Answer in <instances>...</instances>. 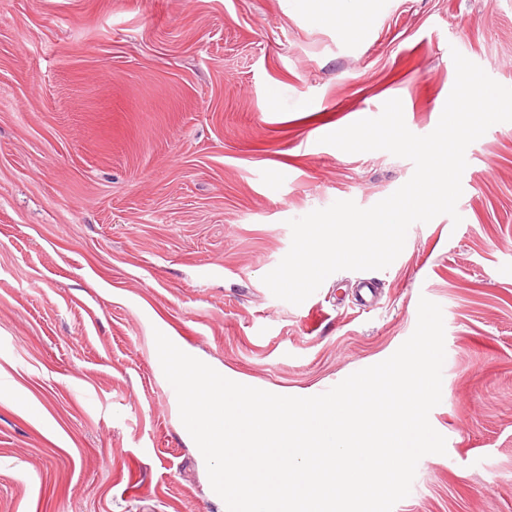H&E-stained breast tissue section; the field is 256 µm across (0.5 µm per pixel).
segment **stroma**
Instances as JSON below:
<instances>
[{
    "label": "stroma",
    "instance_id": "stroma-1",
    "mask_svg": "<svg viewBox=\"0 0 512 512\" xmlns=\"http://www.w3.org/2000/svg\"><path fill=\"white\" fill-rule=\"evenodd\" d=\"M292 2L0 0V512H227L155 331L308 397L390 357L423 297L443 312L446 452L393 512H512V122L468 146L461 223L412 224L389 267L298 306L263 282L289 220L414 172L323 136L393 98L429 134L455 50L512 87V0H372L355 36Z\"/></svg>",
    "mask_w": 512,
    "mask_h": 512
}]
</instances>
